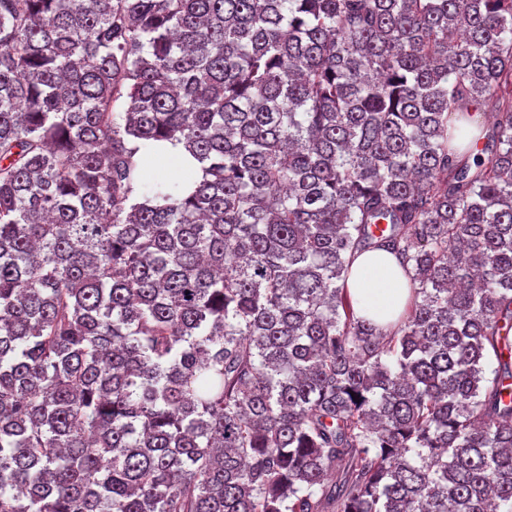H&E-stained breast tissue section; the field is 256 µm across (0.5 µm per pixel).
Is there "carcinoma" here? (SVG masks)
Returning a JSON list of instances; mask_svg holds the SVG:
<instances>
[{"label": "carcinoma", "instance_id": "1", "mask_svg": "<svg viewBox=\"0 0 512 512\" xmlns=\"http://www.w3.org/2000/svg\"><path fill=\"white\" fill-rule=\"evenodd\" d=\"M511 331L512 0H0V512H512ZM158 149L162 152V157L174 162L178 167L188 171L191 174V179L200 181L203 178V172L199 166L195 165L193 158L184 148L182 143L178 142H163L158 146ZM190 166L189 168H183L182 165ZM348 293L355 318L373 320L384 329L404 312L410 297L403 268L384 251L368 252L355 260Z\"/></svg>", "mask_w": 512, "mask_h": 512}]
</instances>
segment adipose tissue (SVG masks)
<instances>
[{"instance_id": "adipose-tissue-1", "label": "adipose tissue", "mask_w": 512, "mask_h": 512, "mask_svg": "<svg viewBox=\"0 0 512 512\" xmlns=\"http://www.w3.org/2000/svg\"><path fill=\"white\" fill-rule=\"evenodd\" d=\"M348 293L355 317L382 327L404 312L410 297L403 268L395 256L384 251L368 252L355 260Z\"/></svg>"}]
</instances>
